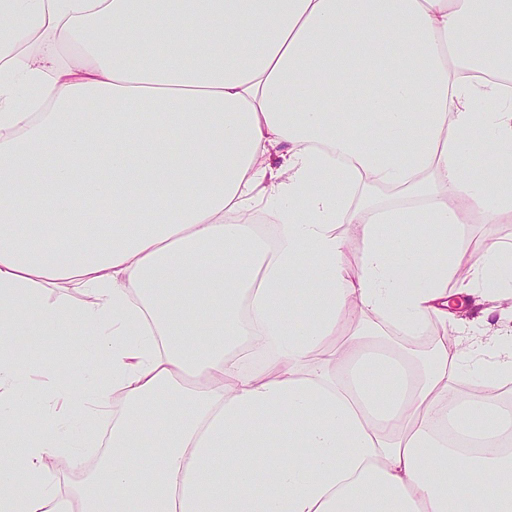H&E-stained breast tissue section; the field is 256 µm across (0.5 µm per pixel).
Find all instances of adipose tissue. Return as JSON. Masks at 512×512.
Listing matches in <instances>:
<instances>
[{
    "instance_id": "1",
    "label": "adipose tissue",
    "mask_w": 512,
    "mask_h": 512,
    "mask_svg": "<svg viewBox=\"0 0 512 512\" xmlns=\"http://www.w3.org/2000/svg\"><path fill=\"white\" fill-rule=\"evenodd\" d=\"M34 36L41 56H22ZM511 75L512 0H0V512H512V450L438 434L512 429V332L458 318L476 289L501 297L512 243L468 260L457 234L463 210L512 214ZM352 184L396 202L353 203ZM257 204L274 246L246 219ZM340 224L363 242L354 273ZM62 281L80 303L47 296ZM354 305L461 344L424 363L337 343ZM75 323L112 386L69 393L19 446L15 403L49 406L20 393L13 339ZM250 336L275 357L242 373ZM320 352L335 375H300ZM114 389L108 484L60 494L44 455L79 467Z\"/></svg>"
}]
</instances>
